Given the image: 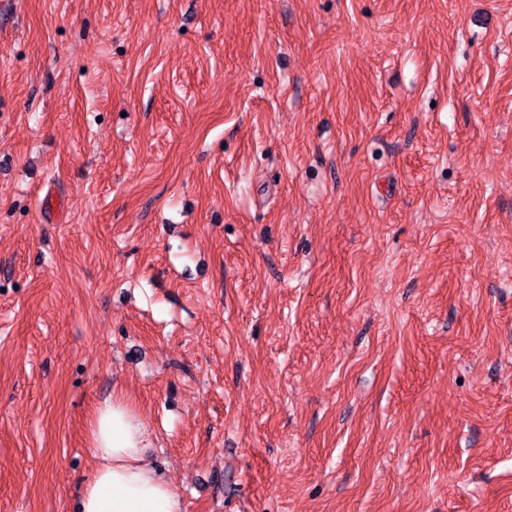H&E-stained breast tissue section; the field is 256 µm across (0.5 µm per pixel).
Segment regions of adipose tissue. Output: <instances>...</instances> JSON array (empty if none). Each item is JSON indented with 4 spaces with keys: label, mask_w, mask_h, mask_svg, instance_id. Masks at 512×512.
Listing matches in <instances>:
<instances>
[{
    "label": "adipose tissue",
    "mask_w": 512,
    "mask_h": 512,
    "mask_svg": "<svg viewBox=\"0 0 512 512\" xmlns=\"http://www.w3.org/2000/svg\"><path fill=\"white\" fill-rule=\"evenodd\" d=\"M89 445L99 465L85 481L79 512H181L177 490L145 458L152 436L125 396L92 412Z\"/></svg>",
    "instance_id": "adipose-tissue-1"
}]
</instances>
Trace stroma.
Returning <instances> with one entry per match:
<instances>
[{"label":"stroma","mask_w":512,"mask_h":512,"mask_svg":"<svg viewBox=\"0 0 512 512\" xmlns=\"http://www.w3.org/2000/svg\"><path fill=\"white\" fill-rule=\"evenodd\" d=\"M118 387L182 512H512V0H0V512Z\"/></svg>","instance_id":"35a3bbf8"}]
</instances>
